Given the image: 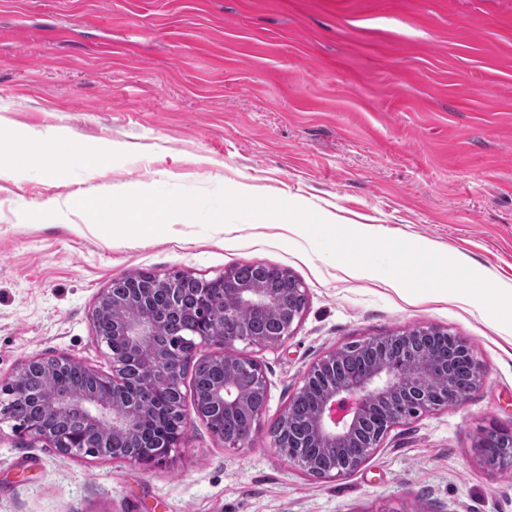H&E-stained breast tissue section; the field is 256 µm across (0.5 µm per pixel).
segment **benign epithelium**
I'll return each instance as SVG.
<instances>
[{"label":"benign epithelium","mask_w":512,"mask_h":512,"mask_svg":"<svg viewBox=\"0 0 512 512\" xmlns=\"http://www.w3.org/2000/svg\"><path fill=\"white\" fill-rule=\"evenodd\" d=\"M224 302L204 331L194 335L214 348L210 362L224 367V381L214 385L206 398L194 401L195 412L224 442L226 448H240L253 439L256 425L269 397L267 381L260 365L244 356L237 344L260 349L276 348L292 336L303 309L291 308L279 327L271 334L256 336L246 325L235 336L223 332L227 320L240 321L242 313L262 312L280 305L276 288L237 286L235 276L224 272ZM167 289L166 307L152 305L145 297L112 296L104 291L92 312V320L112 312L117 306L128 308L127 314L112 326V337L124 341L125 357H112V376L105 377L89 369V381L81 388L49 389L40 394V419L25 424V430L36 440L44 441L58 451L70 454L89 450L96 456H112L115 437L135 439L139 453L126 459L150 464L166 457L179 445L185 426L182 402L165 407L176 420L173 434L158 442L144 439L142 431L148 421L145 403L132 397L125 375L137 374L140 385L151 387L158 381L180 386L184 368L195 359V348L179 346L171 335L168 315L179 304L182 289L167 278L159 280ZM110 337V338H112ZM425 337L447 340L457 351V359L468 368V384L460 386L453 373H448V386L432 390L430 378L438 368L432 350L419 347ZM100 342L111 346L110 338L97 335ZM373 356L372 366L362 375L352 376L343 369L351 352L347 347L332 350L307 372L295 397H302L309 387L317 385L321 393L312 415L309 432L303 436L289 433L291 408H286L274 432V445L289 450L291 460L317 478L350 474L359 469L377 448L383 437L395 426L420 414L464 402L483 380V370L471 345L463 338L436 327H419L394 336L372 337L360 342ZM70 364L66 357H34L22 363L19 373L37 371L50 380L62 367ZM0 415L19 420L14 402L26 392L10 381L0 388ZM236 412L242 424L233 436L224 435V415ZM75 414L81 422L76 432L57 426L64 414Z\"/></svg>","instance_id":"7a95c632"}]
</instances>
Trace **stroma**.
<instances>
[{
  "mask_svg": "<svg viewBox=\"0 0 512 512\" xmlns=\"http://www.w3.org/2000/svg\"><path fill=\"white\" fill-rule=\"evenodd\" d=\"M51 131L52 168L30 133ZM111 144L98 170L83 149ZM0 384L32 357L111 375L92 311L114 279L288 269L307 304L293 336L243 347L269 399L227 448L193 412L165 460L63 454L0 420V512H512V327L478 300L350 277L288 220L212 228L186 217L145 239L48 208L135 185L284 200L439 254L512 286V0H0ZM434 326L466 339L482 383L459 406L393 428L368 461L319 479L271 429L326 353Z\"/></svg>",
  "mask_w": 512,
  "mask_h": 512,
  "instance_id": "35a3bbf8",
  "label": "stroma"
}]
</instances>
